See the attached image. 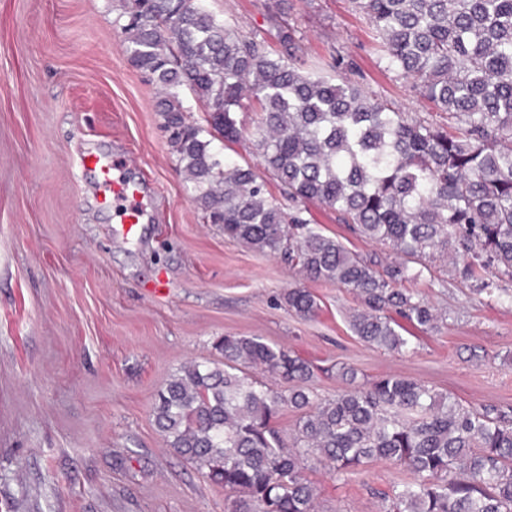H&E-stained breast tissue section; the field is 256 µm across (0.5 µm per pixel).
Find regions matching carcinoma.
<instances>
[{
	"mask_svg": "<svg viewBox=\"0 0 512 512\" xmlns=\"http://www.w3.org/2000/svg\"><path fill=\"white\" fill-rule=\"evenodd\" d=\"M354 4L386 69L412 77L436 117L302 70L281 0L265 15L274 51L219 20L206 0H124L121 32L135 65L163 87L172 152L211 223L307 281L352 290L362 304L350 316L354 335L399 352L409 341L390 313L425 330L446 320L405 287L435 254L459 255L454 276L479 293L498 291L491 272L512 278V0ZM182 89L208 109L219 105L207 112L209 128L244 144L260 165L221 157L204 129L185 121ZM246 100L258 110L250 132L236 118ZM315 202L401 260L383 264L323 234L306 218ZM285 302L304 319L318 311L306 288L288 289ZM218 348L224 363L182 367L154 416L168 447L224 487L228 512H315L316 487L304 470L347 473L377 460L411 473L384 495L386 512H512L509 415L464 406L410 378L359 383L346 367L337 375L348 387L316 400L304 359L255 336L226 335ZM249 368L287 388L261 384ZM286 408L299 414L290 444L277 424Z\"/></svg>",
	"mask_w": 512,
	"mask_h": 512,
	"instance_id": "cac0c4a2",
	"label": "carcinoma"
}]
</instances>
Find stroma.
<instances>
[{
	"instance_id": "35a3bbf8",
	"label": "stroma",
	"mask_w": 512,
	"mask_h": 512,
	"mask_svg": "<svg viewBox=\"0 0 512 512\" xmlns=\"http://www.w3.org/2000/svg\"><path fill=\"white\" fill-rule=\"evenodd\" d=\"M271 0H209L275 48ZM305 70L342 73L405 112L429 106L412 78L385 71L352 0H288ZM120 0H0V512H227L223 488L165 444L158 393L187 362H222L217 341L258 336L316 367L317 397L359 381L409 377L477 409L512 411V304L476 295L438 260L412 287L446 310L440 331L398 318L408 349L363 342L357 296L310 284L320 310L291 313L302 280L209 223L171 152L161 87L130 60ZM122 163L144 189L149 223L114 237L84 152ZM310 218L349 250L394 260L350 233L334 210ZM316 512H385L404 467L373 461L347 474L316 466Z\"/></svg>"
}]
</instances>
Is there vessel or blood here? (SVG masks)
<instances>
[{
  "label": "vessel or blood",
  "instance_id": "vessel-or-blood-1",
  "mask_svg": "<svg viewBox=\"0 0 512 512\" xmlns=\"http://www.w3.org/2000/svg\"><path fill=\"white\" fill-rule=\"evenodd\" d=\"M83 162L98 175L102 205L111 206L113 215L124 235H134L138 225L145 220L140 185L114 175L111 163L100 154L87 153Z\"/></svg>",
  "mask_w": 512,
  "mask_h": 512
}]
</instances>
